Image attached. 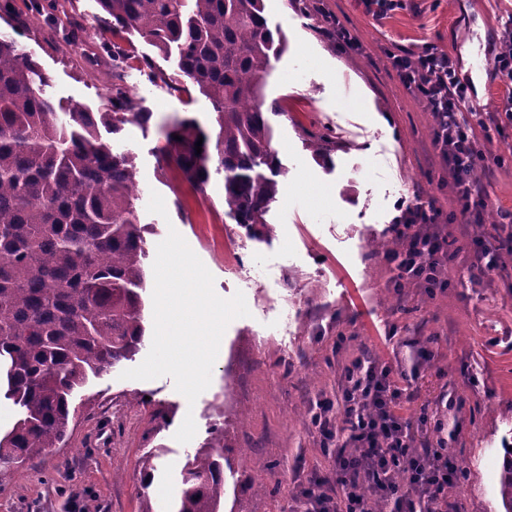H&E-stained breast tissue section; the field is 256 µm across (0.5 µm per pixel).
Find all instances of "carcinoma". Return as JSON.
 Returning a JSON list of instances; mask_svg holds the SVG:
<instances>
[{
    "label": "carcinoma",
    "instance_id": "cac0c4a2",
    "mask_svg": "<svg viewBox=\"0 0 512 512\" xmlns=\"http://www.w3.org/2000/svg\"><path fill=\"white\" fill-rule=\"evenodd\" d=\"M112 28L139 35L211 102L217 132L194 119L168 136L172 161L193 187L224 173V209L236 223H265L282 164L272 148L262 90L287 42L269 27L264 0H97ZM112 46L111 111L63 108L34 55L0 37V380L20 408L0 437V488L68 435L77 392L133 359L144 345L147 242L136 207L137 167L100 129L144 125ZM179 139H174V136ZM203 137L202 152L195 143ZM512 512V448L499 480ZM170 512H224V439L187 458Z\"/></svg>",
    "mask_w": 512,
    "mask_h": 512
}]
</instances>
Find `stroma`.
Returning a JSON list of instances; mask_svg holds the SVG:
<instances>
[{
  "label": "stroma",
  "mask_w": 512,
  "mask_h": 512,
  "mask_svg": "<svg viewBox=\"0 0 512 512\" xmlns=\"http://www.w3.org/2000/svg\"><path fill=\"white\" fill-rule=\"evenodd\" d=\"M58 2L80 33L59 27L54 11H36L33 0H10L27 20L20 41L51 75L49 96L100 111L109 96L107 16L97 0ZM324 3L358 36L360 50L341 48L286 0H264L270 27L288 41L264 87L266 101L283 107L272 125L286 174L266 215L269 229L256 235L225 214L223 174H212L205 192L194 193L164 158L175 121L192 117L214 131L209 101L189 81H175L172 62L156 49L131 35L122 40L131 55L125 85L151 118L127 126L112 147L135 158L148 249L156 251L176 229L214 276L216 293H243L250 314L226 328L211 384L195 403L169 376L121 379L143 362L140 354L92 380L76 398L65 445L32 460L0 490V512H139L146 496L156 512H166L187 455L214 427L232 462L224 471V512H288L291 493L310 476L329 475L311 410L335 399L338 356L362 347L399 373L410 371L414 349L432 351L405 407L416 443L436 441L434 423L443 421L451 459L469 472L464 485L449 488V502L462 503L465 512H503L499 478L512 446V260L477 285L454 264L444 292L431 296L414 286L396 293L370 245L392 239L398 199L418 195L443 212L454 208L431 144L432 115L401 84L390 54L432 45L469 71L492 56L512 0H406L382 19L368 14L362 0ZM148 55L163 78L152 81L143 72L138 60ZM324 132L336 146L321 161L309 143ZM483 148L506 159L480 173L492 206L512 210V126L492 133ZM154 192L165 201V215L147 209ZM445 393L462 405H439ZM188 415L197 432L182 444L175 434ZM149 451L157 460L147 485L141 458ZM261 480L266 490H257Z\"/></svg>",
  "instance_id": "stroma-1"
}]
</instances>
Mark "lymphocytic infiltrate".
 <instances>
[{
  "mask_svg": "<svg viewBox=\"0 0 512 512\" xmlns=\"http://www.w3.org/2000/svg\"><path fill=\"white\" fill-rule=\"evenodd\" d=\"M499 42L491 73L505 93L493 112L473 111V87L451 54L427 46L392 57L403 86L432 114V146L450 175L457 217L490 226L461 242L443 233L434 204L402 200L391 224L401 245L382 255L394 291L410 285L432 294L445 290L448 268L461 256L479 281L499 273L503 255L512 253V210H498L496 220L488 221L491 198L474 175L496 162L482 149V137L490 127L512 125V19L501 28ZM341 379L337 400L317 401L311 418L333 478L309 477L292 493L289 512H368L373 500L386 512H463L448 504L457 473L447 448H414L412 421L404 413L411 378H396L390 363L362 350L343 362Z\"/></svg>",
  "mask_w": 512,
  "mask_h": 512,
  "instance_id": "obj_1",
  "label": "lymphocytic infiltrate"
}]
</instances>
